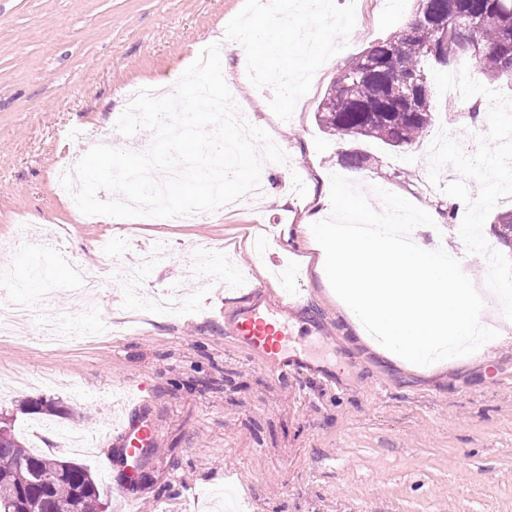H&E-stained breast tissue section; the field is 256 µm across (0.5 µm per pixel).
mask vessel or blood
<instances>
[{"mask_svg":"<svg viewBox=\"0 0 512 512\" xmlns=\"http://www.w3.org/2000/svg\"><path fill=\"white\" fill-rule=\"evenodd\" d=\"M301 302L302 298L296 291L273 301L256 297L233 326L238 345L271 363L281 376L311 367L310 362L301 358L291 345L294 326L288 319V309ZM148 392L146 384L138 385V403L129 409L117 433V453L124 467V487L128 490L135 488V472L145 466L154 443V420L144 403Z\"/></svg>","mask_w":512,"mask_h":512,"instance_id":"obj_1","label":"vessel or blood"}]
</instances>
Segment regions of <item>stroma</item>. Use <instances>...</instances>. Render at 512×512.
Wrapping results in <instances>:
<instances>
[{
	"mask_svg": "<svg viewBox=\"0 0 512 512\" xmlns=\"http://www.w3.org/2000/svg\"><path fill=\"white\" fill-rule=\"evenodd\" d=\"M416 0H362L360 11L300 15L288 32L331 39L333 49L313 63L314 81L283 98L236 83L234 96L251 124L274 133L288 149V166L265 171L260 207L247 204L200 223L130 225L79 223L54 190L63 158L77 149L67 132L86 127L109 139L126 92L142 84L175 85L196 47L220 38L227 23L258 13L255 0H0V301L47 296L39 317L63 315L71 342L43 348L29 331L0 335V385L11 375L52 373L86 390L83 398L58 387L6 391L0 410L16 431L46 423L43 454L87 467L101 484L107 512H221L219 490L231 488L241 512H512V340L494 362L462 361L414 373L355 344L335 297L315 271L309 243L285 242L313 213L329 216L332 174L357 180L371 207L384 212L371 186L398 194L446 226V246L458 249L461 221L474 216L485 239H494L490 203L496 185L512 182V169L487 164L496 152L494 128L512 112L482 115L484 160L465 159L455 173L427 168L436 137L448 151L469 146L473 124L444 95L447 68L429 73L432 110L454 115L453 129L434 123L410 150L361 143L373 162L344 167L352 144L322 130L316 108L339 70L377 40L407 24ZM291 113L290 122L278 120ZM34 227H68L66 242L27 257L12 245L19 215ZM277 225L270 244L288 265L304 301L289 309L300 323L322 318L325 330L299 335L295 346L336 366L335 383L304 371L280 377L261 358L239 348L232 326L251 291L278 296L284 284L253 241L259 228ZM166 259L146 267L139 290L125 270L142 264L156 239ZM223 248L238 275L203 263L195 241ZM114 260L103 276L102 320L134 313L145 293L184 287L185 305L174 314L151 312L122 334L89 337L88 313L72 293L70 269L96 265L104 248ZM143 265V264H142ZM202 267L206 281L185 273ZM152 386L148 407L155 423L154 451L137 490L122 495L123 471L113 432L130 393ZM53 401V417L29 414L27 400Z\"/></svg>",
	"mask_w": 512,
	"mask_h": 512,
	"instance_id": "1",
	"label": "stroma"
}]
</instances>
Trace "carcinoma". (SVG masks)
I'll use <instances>...</instances> for the list:
<instances>
[{"instance_id":"obj_1","label":"carcinoma","mask_w":512,"mask_h":512,"mask_svg":"<svg viewBox=\"0 0 512 512\" xmlns=\"http://www.w3.org/2000/svg\"><path fill=\"white\" fill-rule=\"evenodd\" d=\"M460 15L484 24L470 31L479 52L471 57L493 81L512 79V0H423L408 25L369 46L347 64L320 101L323 129L360 140L406 149L432 126L433 112L400 104L399 92L416 75L460 57L454 31ZM448 22L441 37L430 18ZM500 244L512 254V210L495 215ZM0 512H104L103 492L91 473L74 461L36 454L21 446L14 425L0 421Z\"/></svg>"}]
</instances>
